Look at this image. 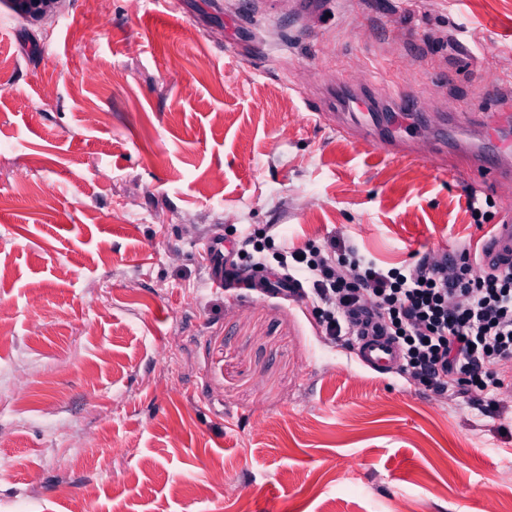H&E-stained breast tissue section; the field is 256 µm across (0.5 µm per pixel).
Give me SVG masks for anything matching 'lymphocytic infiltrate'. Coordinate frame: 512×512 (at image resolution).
Here are the masks:
<instances>
[{
  "instance_id": "f902f5d3",
  "label": "lymphocytic infiltrate",
  "mask_w": 512,
  "mask_h": 512,
  "mask_svg": "<svg viewBox=\"0 0 512 512\" xmlns=\"http://www.w3.org/2000/svg\"><path fill=\"white\" fill-rule=\"evenodd\" d=\"M275 257L306 275L325 336L352 335L353 317L370 312L429 390L477 399L512 364V267L478 271L464 251L453 260L422 258L409 271L386 270L336 238Z\"/></svg>"
}]
</instances>
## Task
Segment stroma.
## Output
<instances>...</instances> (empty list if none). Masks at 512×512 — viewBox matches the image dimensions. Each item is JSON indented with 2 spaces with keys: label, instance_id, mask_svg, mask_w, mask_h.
<instances>
[{
  "label": "stroma",
  "instance_id": "1",
  "mask_svg": "<svg viewBox=\"0 0 512 512\" xmlns=\"http://www.w3.org/2000/svg\"><path fill=\"white\" fill-rule=\"evenodd\" d=\"M344 82L424 112L386 153ZM0 512H489L512 368L479 401L379 375L310 299L212 287L206 242L470 248L512 183L442 117L512 96V0H0ZM223 484L212 481L214 470ZM63 0H2L8 2L15 14L33 22H38L56 12Z\"/></svg>",
  "mask_w": 512,
  "mask_h": 512
}]
</instances>
